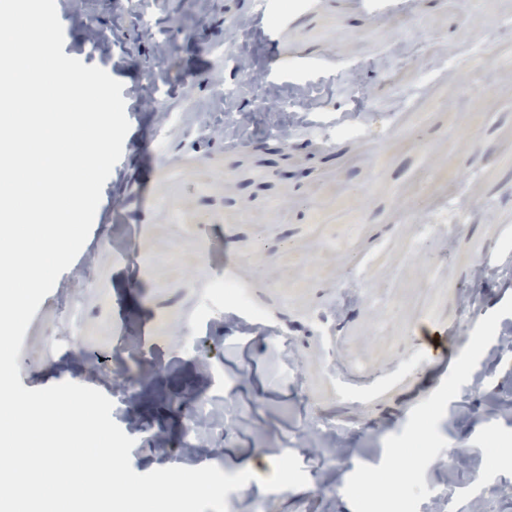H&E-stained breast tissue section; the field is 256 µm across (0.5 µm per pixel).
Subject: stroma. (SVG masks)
Instances as JSON below:
<instances>
[{
	"instance_id": "1",
	"label": "stroma",
	"mask_w": 512,
	"mask_h": 512,
	"mask_svg": "<svg viewBox=\"0 0 512 512\" xmlns=\"http://www.w3.org/2000/svg\"><path fill=\"white\" fill-rule=\"evenodd\" d=\"M90 0L72 17L70 55L123 86L130 124L94 225L118 242L88 238L79 259L42 300L18 356L25 388L74 382L100 390L134 439L130 462L145 474L241 457L256 477L228 512H402L364 482L392 481L393 451L411 461L403 493L411 512L453 502L470 512H512V275L474 279L475 258L506 261L512 241V0ZM190 16L176 28V16ZM250 20L245 40L264 85L252 84L227 29ZM502 30V55L473 69L482 24ZM169 46L159 59L141 37ZM417 54L389 60L407 28ZM156 109L137 105L144 85ZM283 99L277 118L266 87ZM248 116L234 140L200 125ZM353 127L338 134L339 125ZM462 198L470 223L419 228ZM125 221H113L115 213ZM453 250L452 262L432 259ZM235 277L250 311L226 310L213 281ZM350 283L335 324L319 316ZM79 298L72 319L63 300ZM478 306L462 322L461 295ZM259 311L272 332L251 330ZM457 327L456 371L440 381L419 349L421 328ZM108 356L114 371L98 370ZM227 417L187 456L175 441L202 395ZM341 426L342 458L305 444L312 421ZM427 449L410 447L413 436ZM283 463L286 481L267 479Z\"/></svg>"
}]
</instances>
